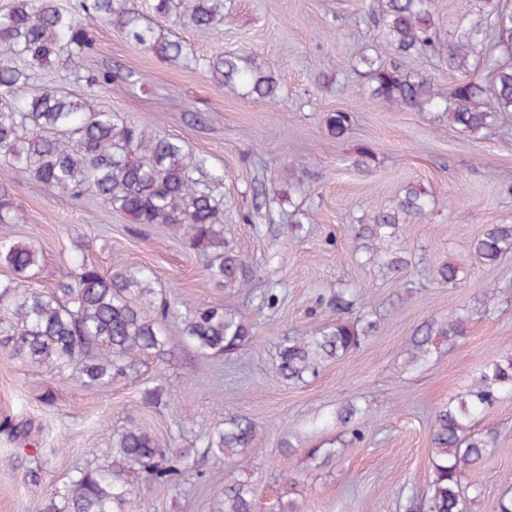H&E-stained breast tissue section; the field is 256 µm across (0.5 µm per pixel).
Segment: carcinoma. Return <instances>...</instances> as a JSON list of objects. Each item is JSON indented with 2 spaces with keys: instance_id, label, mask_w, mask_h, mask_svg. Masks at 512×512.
<instances>
[{
  "instance_id": "1",
  "label": "carcinoma",
  "mask_w": 512,
  "mask_h": 512,
  "mask_svg": "<svg viewBox=\"0 0 512 512\" xmlns=\"http://www.w3.org/2000/svg\"><path fill=\"white\" fill-rule=\"evenodd\" d=\"M431 0H377V26L393 56L440 51L429 10ZM153 10L171 14L199 32L214 28L223 19L224 0H153ZM115 26L136 45L154 51L167 61L182 59V45L141 22L126 7V0H84L78 13L61 9L56 0H14L0 17V157L28 174L37 183L80 201L94 196L130 217L136 224H164L182 233L188 248L204 255V271L217 285L247 288L254 268L227 248L220 213L221 203L199 187L194 173L205 159L192 154L176 139L154 134L139 122L112 112L90 111L66 92L30 84L31 72L68 67L90 55L94 44L88 28ZM497 46L512 57V14L497 15ZM473 23L448 39V67L466 73L474 53ZM207 67L224 73V84L239 82L246 94L265 103L277 94L279 81L242 57L220 58ZM372 97L400 108L445 103L450 123L462 132L484 127L493 112H512V63L500 65L495 74L494 111L480 109L482 87L473 80L458 81L446 99L433 92L424 76L405 75L394 63H376L368 72ZM126 80L106 67L89 77L88 85L110 89ZM29 87L25 96L16 90ZM329 132L343 136L350 114L331 112L325 120ZM26 129L28 136L20 137ZM424 191L405 189L395 206L372 217L354 240L355 250L373 260L378 250L372 241L393 235L399 224L421 218L429 210ZM474 250L495 265L512 253V225L493 224L474 241ZM40 251L0 237V265L13 279L0 282V305L11 314L0 329V344L10 357L55 369L62 378L85 384H110L126 375L143 357L163 358L167 336L163 325L181 321V335L202 360L239 349L251 338L250 328L221 304L180 313L177 302L159 298L154 272L147 267L123 268L103 273L84 261L64 275L50 292L28 288L35 275ZM377 322L363 314L316 328L305 336L287 339L279 348L277 370L285 380L302 381L315 374L317 362L338 358L357 349ZM468 319L458 316L430 327L416 342L412 359L428 353L431 336L452 343L467 336ZM512 394V353L486 363L457 401L438 409L430 428L431 479L419 502L408 499L405 512H474L479 486L465 482L467 472L495 451L491 431L476 433L474 420L502 394ZM359 410L350 405L338 419L349 426L351 438L361 441L363 430L355 423ZM257 435L247 418L229 416L224 424L202 438L207 452L227 458L241 455ZM119 459L112 464L82 471L67 486L65 512H148L145 498L134 494L128 469L137 465L151 485H178L186 474L184 450L162 444L146 425L123 431L115 444ZM247 485L224 487L211 512H254Z\"/></svg>"
}]
</instances>
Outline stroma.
I'll use <instances>...</instances> for the list:
<instances>
[{
	"label": "stroma",
	"mask_w": 512,
	"mask_h": 512,
	"mask_svg": "<svg viewBox=\"0 0 512 512\" xmlns=\"http://www.w3.org/2000/svg\"><path fill=\"white\" fill-rule=\"evenodd\" d=\"M129 3L182 43V61H162L117 28L98 25L89 29L92 54L35 81L146 124L205 158L197 178L222 201L224 240L253 265L252 288L215 287L200 252L168 228L132 223L93 197L71 201L1 160L0 192L13 210L0 237L41 249L30 287L55 288L76 258L106 271L146 266L156 290L174 294L181 311L221 303L254 335L242 351L205 364L183 341L179 320H168L169 355L142 359L109 386L61 379L0 348V423L25 426L18 436L0 430V512H43L50 497L63 505L69 481L110 464L118 435L140 423L167 447L188 452L180 485L134 480L150 512H210L213 495L235 482L252 490L257 512L288 504L296 512H404L430 481L433 413L489 357L512 352V255L491 266L473 249L489 225L512 224V113L463 135L443 108L373 100L367 63L386 56L375 0H224L222 22L207 33L154 14L151 0ZM237 55L277 74L275 102L257 104L198 65ZM106 66L126 82L89 87L87 76ZM402 67L444 93L459 78L442 55L410 56ZM337 110L353 117L340 137L325 125ZM410 185L425 191L428 215L376 244L405 257L403 268L363 264L354 231ZM447 262L458 266V281L435 279ZM269 288L278 295L272 307L259 299ZM342 288L356 290L378 331L320 363L315 376L282 379L280 343L335 322ZM457 316L470 319L466 339L432 345L425 360L409 362L414 338ZM148 381L165 388L159 404L141 401ZM350 404L360 410L364 441H352L336 419ZM229 415L250 419L258 433L244 454L218 459L201 438ZM474 428L497 433L498 453L468 475L482 489L477 512H494L512 494V394ZM319 446L334 447V455L310 458ZM286 473L296 480L289 491Z\"/></svg>",
	"instance_id": "obj_1"
}]
</instances>
